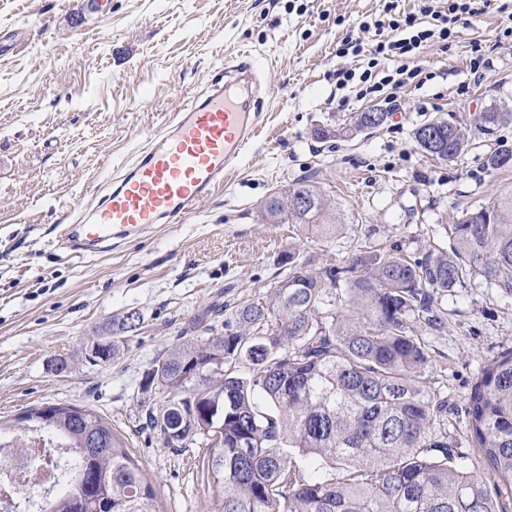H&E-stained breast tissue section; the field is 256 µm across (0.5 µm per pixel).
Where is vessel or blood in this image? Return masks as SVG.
I'll use <instances>...</instances> for the list:
<instances>
[{"label":"vessel or blood","mask_w":512,"mask_h":512,"mask_svg":"<svg viewBox=\"0 0 512 512\" xmlns=\"http://www.w3.org/2000/svg\"><path fill=\"white\" fill-rule=\"evenodd\" d=\"M258 68L238 62L229 81L169 115L146 150L86 219L67 225L61 242L74 253L116 249L156 224H177L242 159L261 126L251 86Z\"/></svg>","instance_id":"vessel-or-blood-1"}]
</instances>
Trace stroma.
Segmentation results:
<instances>
[{
    "label": "stroma",
    "mask_w": 512,
    "mask_h": 512,
    "mask_svg": "<svg viewBox=\"0 0 512 512\" xmlns=\"http://www.w3.org/2000/svg\"><path fill=\"white\" fill-rule=\"evenodd\" d=\"M0 0V37L24 43L0 55V419L10 434L20 411L47 404L89 409L124 439L161 512H222L206 448L163 447L147 425L161 390L142 389L155 360L179 343L191 319L229 291L268 296L287 271L284 252L321 269L344 266L372 245L420 257L447 241L463 211L495 201L512 168L490 172L487 155L512 147V122L484 131L474 116L512 112V41L498 38L499 0L461 22L447 46L411 60L414 81L364 98L336 86L341 69H368L366 55L338 56L383 0ZM489 62L473 79L469 61ZM255 58L264 123L223 188L180 224H157L119 250L80 258L57 249L70 206L97 202L146 146L166 115L224 76L225 62ZM379 128L321 141L369 107ZM446 119L467 143L453 161L425 155L417 128ZM309 180L336 209L335 234L271 224L263 206L276 191ZM440 330L419 326L432 380L448 395L452 465L476 468L465 399L482 369L512 351V293L480 275L438 295ZM134 312L139 330L105 365L86 350ZM69 362L65 374L52 363Z\"/></svg>",
    "instance_id": "1"
}]
</instances>
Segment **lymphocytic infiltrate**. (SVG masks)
I'll return each instance as SVG.
<instances>
[{
  "label": "lymphocytic infiltrate",
  "instance_id": "obj_1",
  "mask_svg": "<svg viewBox=\"0 0 512 512\" xmlns=\"http://www.w3.org/2000/svg\"><path fill=\"white\" fill-rule=\"evenodd\" d=\"M395 4L387 0L386 11L392 12L391 20L383 22H362V31L373 32L370 41L346 38L342 44V53L353 55L368 54L370 60L367 70L361 74L343 70L337 75L339 86L358 82V97L379 92L382 87L400 88L407 85L418 75L417 69L408 66V59L420 56L422 51L435 43H447L453 35L457 23L462 17L482 15V0H448L447 9H439L437 0H418V10L414 13L394 15ZM429 17V25H420L419 16ZM390 62L392 70L382 80H375L372 70L380 63Z\"/></svg>",
  "mask_w": 512,
  "mask_h": 512
}]
</instances>
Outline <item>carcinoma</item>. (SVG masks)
<instances>
[{
  "label": "carcinoma",
  "mask_w": 512,
  "mask_h": 512,
  "mask_svg": "<svg viewBox=\"0 0 512 512\" xmlns=\"http://www.w3.org/2000/svg\"><path fill=\"white\" fill-rule=\"evenodd\" d=\"M367 129L357 112L316 138H353ZM437 134L448 160L464 148L457 125ZM273 223L323 236L336 215L316 185L303 180L263 206ZM421 259L370 246L348 266L313 270L286 253L288 273L270 297L210 306L189 338L156 359L145 378L165 404L149 415L165 448L195 437L171 424L175 406L205 395L219 438L209 447L224 512H502L481 472L448 467V395L428 386L429 356L419 320L442 324L432 304L472 270L512 292V187L464 212ZM139 322L112 321L107 364ZM469 434L488 470L512 489V353L492 360L467 397ZM51 434L74 449L69 489L41 512H161L152 485L126 443L98 414L54 407ZM101 439L96 448L89 440Z\"/></svg>",
  "instance_id": "obj_1"
}]
</instances>
